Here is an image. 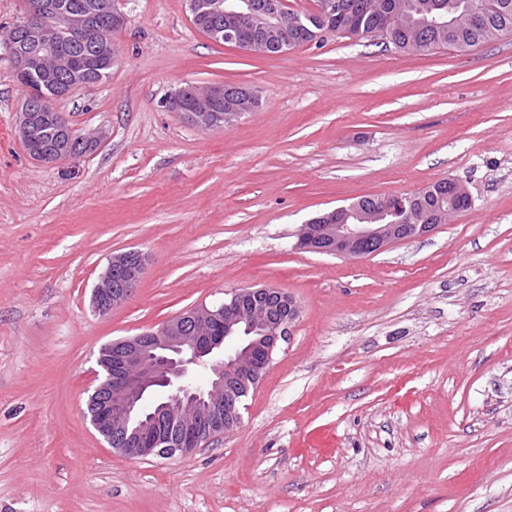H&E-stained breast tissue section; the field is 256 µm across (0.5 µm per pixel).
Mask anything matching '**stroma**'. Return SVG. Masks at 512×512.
Returning <instances> with one entry per match:
<instances>
[{
  "mask_svg": "<svg viewBox=\"0 0 512 512\" xmlns=\"http://www.w3.org/2000/svg\"><path fill=\"white\" fill-rule=\"evenodd\" d=\"M106 81L57 101L108 138L45 167L0 0V512H512V34L466 52L341 35L279 55L211 41L187 0H115ZM231 83L260 105L201 130L163 107ZM465 183L471 207L360 259L297 249L367 195ZM144 254L112 312L113 253ZM301 307L240 426L187 458L113 451L86 413L101 348L226 293ZM133 251H126L123 253L113 254L108 264L107 270L101 277V280L94 288L93 300L96 309L103 314L111 312L113 308L120 306L126 302L132 295L134 287L128 291L113 292L112 279H116L124 273L128 272L131 275L132 270L138 268L137 259H132ZM131 262V269L129 264Z\"/></svg>",
  "mask_w": 512,
  "mask_h": 512,
  "instance_id": "stroma-1",
  "label": "stroma"
}]
</instances>
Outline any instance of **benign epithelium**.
I'll return each instance as SVG.
<instances>
[{
    "instance_id": "1",
    "label": "benign epithelium",
    "mask_w": 512,
    "mask_h": 512,
    "mask_svg": "<svg viewBox=\"0 0 512 512\" xmlns=\"http://www.w3.org/2000/svg\"><path fill=\"white\" fill-rule=\"evenodd\" d=\"M188 8L199 31L230 47L240 46V29L224 26V16L233 15L253 27L261 13L265 29L288 17V0H271L263 12L255 0H188ZM41 9V22H31L25 11L6 38L15 73L46 87L40 100L27 99L19 112L17 138L24 147L50 123L46 109L53 102L91 86L84 78L61 83L67 62L55 45L58 31L93 36L101 19L116 27L125 24L114 0H89L83 5L44 0ZM225 87L224 83L205 88L187 84L167 97L164 105L202 130L222 127L244 112L237 101L228 112L214 109V104L224 101ZM53 133L54 146L28 151L35 161L51 165L71 157L75 142L80 153H94L105 141L102 131L82 134L69 125ZM437 228L436 224H384L379 213L341 206L326 214L322 224L302 225L297 246L361 258L371 250L379 253L393 243L428 236ZM131 259L130 251L112 255L94 288L99 312L112 311L132 295L130 290L112 289V280L128 272ZM300 313L298 302L278 288L239 289L217 305L195 307L156 329L104 346L99 357L103 376L91 394L97 402L92 426L109 446L128 457L172 459L192 454L241 423L243 402L259 385L279 342L289 335ZM200 371L209 375L205 387L195 382Z\"/></svg>"
}]
</instances>
